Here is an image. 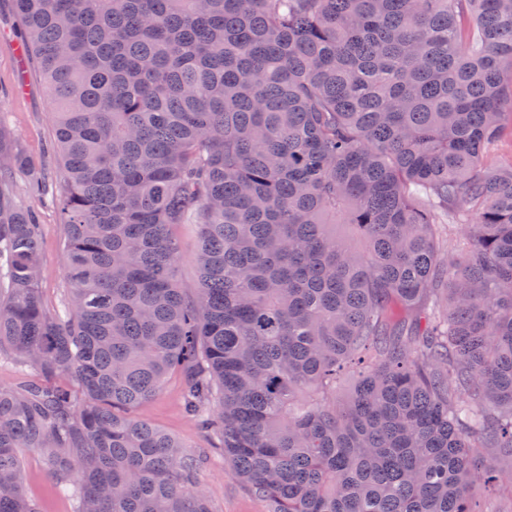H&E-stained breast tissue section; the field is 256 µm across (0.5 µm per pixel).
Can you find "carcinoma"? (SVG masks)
Masks as SVG:
<instances>
[{"label": "carcinoma", "mask_w": 512, "mask_h": 512, "mask_svg": "<svg viewBox=\"0 0 512 512\" xmlns=\"http://www.w3.org/2000/svg\"><path fill=\"white\" fill-rule=\"evenodd\" d=\"M14 6L55 106L71 288L45 310L12 192L41 177L0 126V349L41 376L0 384V512H41L21 448L75 512H214L207 456L132 415L176 370L269 512H479L512 456V167L484 162L512 0ZM195 249V235L190 229H185L182 235L181 258L179 262V280L185 288L193 287L196 281V270L193 262Z\"/></svg>", "instance_id": "1"}]
</instances>
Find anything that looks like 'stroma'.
Here are the masks:
<instances>
[{
    "mask_svg": "<svg viewBox=\"0 0 512 512\" xmlns=\"http://www.w3.org/2000/svg\"><path fill=\"white\" fill-rule=\"evenodd\" d=\"M19 39L20 26L10 0H0V122L11 129L43 176V189L37 195L30 191L25 177H16L14 195L18 204L37 214L41 226L40 296L44 308L54 312L60 309L70 286L65 272L63 218L56 205L63 186L62 165L51 150L55 126L46 85L37 71H23L13 50ZM183 388V376L170 374L155 397L134 409V416L176 436L192 450L210 453L211 461L200 471L198 481L215 512H267L266 503L225 468L217 436L202 430L184 413ZM20 455L23 484L42 512H74L73 501L57 492L42 455L27 449Z\"/></svg>",
    "mask_w": 512,
    "mask_h": 512,
    "instance_id": "obj_1",
    "label": "stroma"
}]
</instances>
